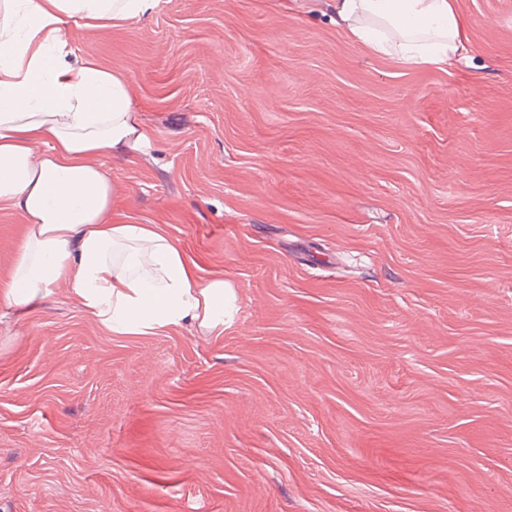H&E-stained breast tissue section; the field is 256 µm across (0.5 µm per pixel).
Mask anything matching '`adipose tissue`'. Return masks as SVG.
I'll list each match as a JSON object with an SVG mask.
<instances>
[{"mask_svg": "<svg viewBox=\"0 0 512 512\" xmlns=\"http://www.w3.org/2000/svg\"><path fill=\"white\" fill-rule=\"evenodd\" d=\"M156 0H0V201L28 231L15 260L14 304L65 285L113 332L141 335L183 321L213 329L236 310L223 279H200L187 255L149 224L107 221L115 188L98 162L150 146L127 82L74 61L69 23L115 25ZM344 37L404 66L445 68L466 31L454 0H336Z\"/></svg>", "mask_w": 512, "mask_h": 512, "instance_id": "1", "label": "adipose tissue"}]
</instances>
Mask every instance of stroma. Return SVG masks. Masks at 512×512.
<instances>
[{
  "mask_svg": "<svg viewBox=\"0 0 512 512\" xmlns=\"http://www.w3.org/2000/svg\"><path fill=\"white\" fill-rule=\"evenodd\" d=\"M399 68L334 0H157L70 25L150 148L106 156L232 323L119 335L67 288L11 306L0 202V512H512V0Z\"/></svg>",
  "mask_w": 512,
  "mask_h": 512,
  "instance_id": "stroma-1",
  "label": "stroma"
}]
</instances>
